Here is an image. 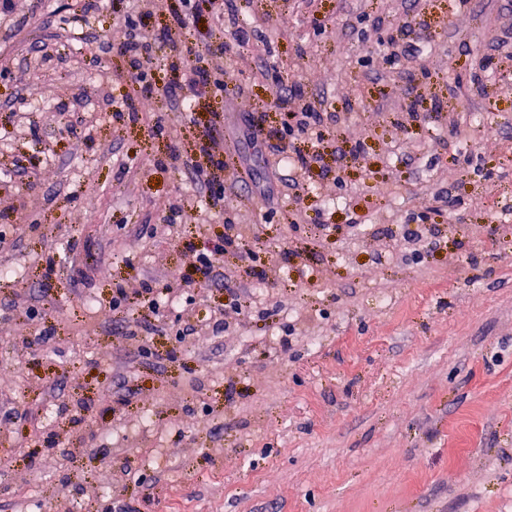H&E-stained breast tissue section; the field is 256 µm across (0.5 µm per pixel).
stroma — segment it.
<instances>
[{"mask_svg":"<svg viewBox=\"0 0 512 512\" xmlns=\"http://www.w3.org/2000/svg\"><path fill=\"white\" fill-rule=\"evenodd\" d=\"M73 4L13 0L0 21V171L23 167L0 182L16 228L0 244V512H109L116 495L137 512H512V57L496 48L512 0H236L235 24L203 10L171 33L164 0ZM133 5L155 58V105L135 120L115 106L140 85L109 80L131 68ZM258 29L263 78L192 94L178 47H225L230 65ZM288 96L329 115L322 140L291 141L323 157L299 197L249 122L280 127ZM210 133L223 167L171 159ZM229 222L243 247L205 299L111 309L118 285L184 287ZM228 278L250 310L229 305ZM184 311L227 328L171 359ZM148 318L151 356L124 334Z\"/></svg>","mask_w":512,"mask_h":512,"instance_id":"1","label":"stroma"}]
</instances>
